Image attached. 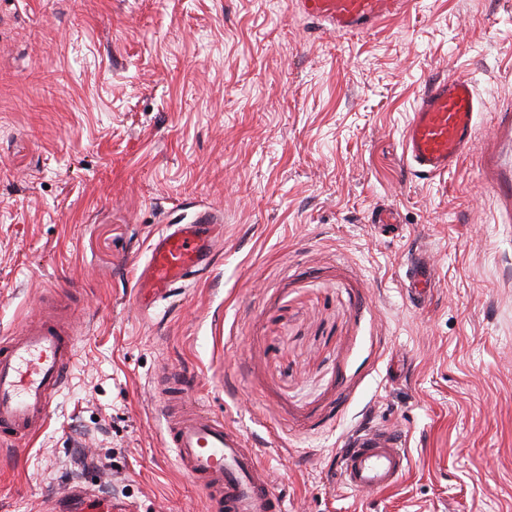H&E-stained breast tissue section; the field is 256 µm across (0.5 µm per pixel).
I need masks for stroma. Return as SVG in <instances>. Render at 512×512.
Listing matches in <instances>:
<instances>
[{"instance_id": "1", "label": "stroma", "mask_w": 512, "mask_h": 512, "mask_svg": "<svg viewBox=\"0 0 512 512\" xmlns=\"http://www.w3.org/2000/svg\"><path fill=\"white\" fill-rule=\"evenodd\" d=\"M484 102L478 150L414 178L403 127L434 78ZM512 0H420L366 34L290 0H0V336L70 293L80 351L30 446L0 445V512L74 490L206 512L164 447L155 387L255 451L288 512H512ZM224 215L203 279L143 318L136 275L178 204ZM399 227L375 232L372 209ZM431 305L403 298L415 246ZM387 423L394 486L333 481L345 437Z\"/></svg>"}]
</instances>
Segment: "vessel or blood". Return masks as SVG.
Here are the masks:
<instances>
[{
    "instance_id": "obj_1",
    "label": "vessel or blood",
    "mask_w": 512,
    "mask_h": 512,
    "mask_svg": "<svg viewBox=\"0 0 512 512\" xmlns=\"http://www.w3.org/2000/svg\"><path fill=\"white\" fill-rule=\"evenodd\" d=\"M304 18L339 34L372 31L385 20L417 8V0H294ZM483 102L470 78L450 76L430 82L415 102L404 131V152L415 177L448 172L477 147ZM220 225L214 209L193 217L176 214L149 247L137 277L138 306L154 311L174 291L207 274ZM404 297L425 308L436 287V270L423 248L405 261ZM79 338L68 318L67 296H50L45 316L19 335L0 338V443L26 446L45 427L54 400L78 355ZM191 374L178 371L160 387L158 407L165 420L164 442L176 452L179 469L202 490L206 512H287L241 434L222 416L189 400ZM401 430L375 426L351 434L338 456L336 482L353 491H380L396 484L409 466ZM79 512H131L84 491H75Z\"/></svg>"
}]
</instances>
